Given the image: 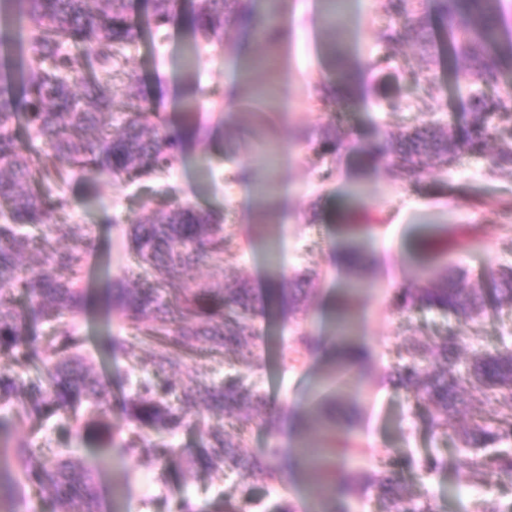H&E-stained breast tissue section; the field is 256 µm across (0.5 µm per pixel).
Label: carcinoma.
I'll return each mask as SVG.
<instances>
[{"label": "carcinoma", "instance_id": "1", "mask_svg": "<svg viewBox=\"0 0 512 512\" xmlns=\"http://www.w3.org/2000/svg\"><path fill=\"white\" fill-rule=\"evenodd\" d=\"M448 27V56L461 57L468 69L460 78L471 85L468 112L460 122L440 132L424 124L393 135L364 150L360 164L370 167L385 156L402 172L416 177L425 160L438 157L452 164L463 156L486 157L488 141L497 138L493 124L497 105L481 87L502 75L504 0H439ZM385 11L402 28L389 26L384 38L392 43L401 29L413 30L429 41L417 0H387ZM0 12L20 20L17 31H0V430L18 421L41 422L53 416L68 420L74 436L84 441L91 426H106L112 411L110 391L91 375L86 337L76 319L86 309V259L93 246L85 228L64 222L72 198L66 186L75 178L92 183L117 178L133 184L166 174L175 164L187 136L201 137L205 127L192 116L173 135L156 113L132 109L120 131L112 128L113 81L118 79L131 97L140 93L141 76L127 66L122 49L144 33L168 37L174 0H148L146 13L134 19L131 0H0ZM182 27L206 41H221L229 25L252 27L256 36L274 41L282 24L277 12L258 17L251 0H193L180 16ZM79 48L75 54L63 46ZM358 92L354 72L338 62L336 77L319 89L322 104L351 99ZM25 126L40 142L32 152L17 130ZM342 141L335 127L319 140L321 155H335ZM493 167L512 165V140H502ZM127 246L142 274L137 287L120 291L118 306L132 340L121 343L134 351L149 347L151 377H138L123 400L124 413L138 429L124 444L126 453L165 461L175 452L166 441L199 412L204 402L211 416L232 419L239 429L269 409L265 396L238 380L215 381L205 372L189 369L209 341V350L237 354L255 369L262 360L249 343L257 332V298L248 283L233 279L209 283L185 277L187 268L210 260L224 264L233 248L224 233V218L189 203L147 201L128 220ZM362 251L346 248L342 267L350 285L362 284L366 262ZM502 299L512 305V266L495 273ZM311 280L273 283L268 300L302 311L301 293ZM395 308L436 310L456 321L482 312V297L465 287V274L445 271L414 290L393 299ZM52 329L47 348L38 352L31 326ZM393 375L399 388L415 394L443 434L455 416L476 394L492 397L505 413L493 428L476 424L455 433L459 447L474 471L488 466L512 475V347L476 353L460 364L456 333L448 329L435 348L410 343ZM37 360L30 376L21 358ZM322 450L303 448L302 455L319 463L326 489L336 490L345 477L341 458L348 439L336 435ZM240 441L211 426L202 432L192 464L220 472H262L282 480L276 465L280 449L273 445L261 457H245ZM383 512H416L398 475L381 470L372 477ZM0 512H17L25 489L49 494L52 512H105L104 499L91 466L77 448H34L27 439L0 448Z\"/></svg>", "mask_w": 512, "mask_h": 512}]
</instances>
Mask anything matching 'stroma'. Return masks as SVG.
I'll use <instances>...</instances> for the list:
<instances>
[{"label": "stroma", "mask_w": 512, "mask_h": 512, "mask_svg": "<svg viewBox=\"0 0 512 512\" xmlns=\"http://www.w3.org/2000/svg\"><path fill=\"white\" fill-rule=\"evenodd\" d=\"M355 2L343 42L344 61L360 69L366 89L359 111L349 102L325 106L315 98V87L333 78L325 54L332 32L327 23L313 21L320 0H281L282 38L273 45L253 42V56L280 54L293 69V80L283 90L284 109L257 101L243 88L235 111H226L228 76L240 63L239 33L220 43H199L173 24L167 40L144 38L125 50L141 75V99L149 111L160 113L167 128L177 130L185 112L194 108L208 130L204 140L185 145L165 181L180 201L223 215L236 247L223 264H199L191 276L220 281L234 274L262 294L273 280L304 271L313 286L307 317L300 323L275 305L257 316L253 350L266 361L263 372L230 354L205 353L195 361L214 379L239 377L265 394L269 413L242 432L229 420L223 427L242 433L245 455L260 456L277 446L278 465L287 471L284 485L258 473L191 468L201 430L212 421L204 411L170 437L176 453L166 463L126 454L122 445L133 431L121 408L130 390L127 373L136 364L146 377L151 365L147 349L106 350L109 341L128 334L112 302V288L132 280L125 227L111 218L134 215L147 197L114 179L91 189L82 179L72 181L66 221L88 227L96 242L87 261L89 310L78 324L96 361L95 373L112 393L113 444H77L56 417L34 427H8L5 436L28 439L36 448L80 447L107 507L117 512H177L183 501L194 512H225L234 504L266 506L281 499L296 512H313L318 502L325 512H381L370 477L382 465L398 473L417 507L431 512H476L485 498L512 504V476L493 470L473 473L455 441L441 436L418 400L392 379L412 340L436 342L455 330L464 359L477 350L492 352L502 343L512 344V308L498 302L491 278L499 266L512 265V219H504L500 208L502 200L512 199V168L493 169L476 157L445 166L433 158L416 180L387 161L360 165L361 152L374 141L430 121L444 127L462 117L466 87L456 75L468 64L460 58L428 64L411 32L386 42L383 33L393 19L384 0ZM201 87L210 90L209 99H200ZM331 124L343 138L333 158L317 151L321 130ZM351 240L364 248L368 266L365 287L349 299L350 339L364 346L368 357L352 369L350 382L333 402L336 421H351L356 452L345 468L353 487L326 501L317 476L304 465L290 469L288 458L300 445H324L318 419L325 384L336 371L333 320L348 281L334 253ZM448 266L465 270L469 288L483 294L480 316L452 327L435 310L395 309L398 292L421 287L426 270ZM301 330L315 336L319 348L298 351L297 362L282 363L281 351L293 347ZM429 456L442 460L443 468L424 473L419 463Z\"/></svg>", "instance_id": "obj_1"}]
</instances>
